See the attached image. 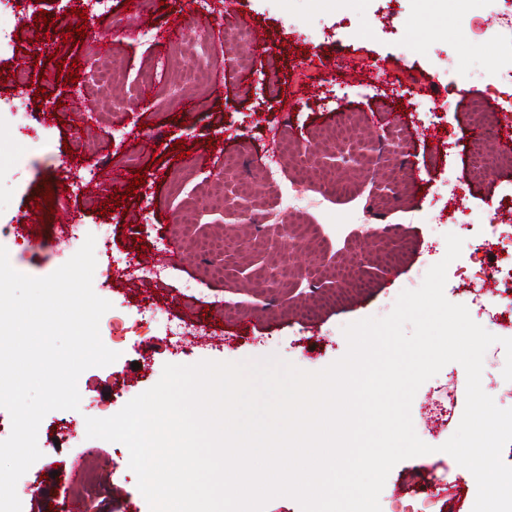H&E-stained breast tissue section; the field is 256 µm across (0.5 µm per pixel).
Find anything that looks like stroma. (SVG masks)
Listing matches in <instances>:
<instances>
[{
  "label": "stroma",
  "mask_w": 512,
  "mask_h": 512,
  "mask_svg": "<svg viewBox=\"0 0 512 512\" xmlns=\"http://www.w3.org/2000/svg\"><path fill=\"white\" fill-rule=\"evenodd\" d=\"M79 0H10L0 11V67L28 61V81L0 78V246L23 274L45 277L64 263L70 249L55 245V215L77 210L85 233L95 237L93 290L108 300L112 314L129 328L119 358L84 370L77 387L108 418L154 386L165 364L191 365L203 360L239 362L269 355L306 371H319L347 351L345 326L388 315L402 291L418 288L446 253L445 234L463 237L460 257L447 270L444 294L450 302L470 305L466 282L479 269L481 248H493L497 236L488 222L489 204L512 194V170L491 180L467 177L470 156L467 112L481 101L495 112L512 110V83H489L491 63L512 58V27L493 19L495 36L475 40L465 8L446 0H208L192 10L184 0H143L130 11L125 0H112L104 15L89 14L92 33L70 45L63 37L77 25L71 10ZM54 17L39 22L40 11ZM187 22L184 34H166L175 16ZM263 33L267 47L236 44L238 31ZM212 39L214 67L207 87L180 88L174 75L195 68L196 41ZM107 40L116 59L112 84L91 86L80 99L72 95L71 59H78L80 81L95 71L99 42ZM249 56L239 69L234 53ZM66 57L61 72L47 71L48 57ZM375 66L371 78L348 79L347 69ZM62 103L78 102L91 120L90 135L76 137L64 124L34 119L36 88ZM27 105L21 115L19 105ZM343 112L377 115V123L359 126L352 145L375 141L392 166H411L415 192L388 183L384 171L372 170L356 194L339 196L304 215L316 226L323 248L319 261L294 255L301 275L283 273L277 284L261 283L252 273L273 268L280 253L273 224H224V204L243 200L241 184L272 160L276 134L290 131L301 144L317 143L321 129L335 125ZM451 144V152L433 149L429 138ZM184 141L187 154L171 156L173 143ZM147 178L122 205L110 203L111 187L101 183L105 168ZM93 177L94 191L72 188L74 175ZM223 182V204H209L214 182ZM385 184L390 206L374 226L396 227L393 241L368 238L370 252L396 248L400 262L370 261L356 268V284L336 281V267L355 261L347 243L358 235L372 185ZM462 184L466 210L452 202V184ZM54 191L53 212L31 208L38 193ZM108 216H101V209ZM180 246L182 259L166 278L143 277L140 286L121 270H108V257L141 254L157 235ZM248 268L246 278L214 277L215 262ZM221 325L224 344L175 352L169 327L179 323ZM505 350L491 345L484 356L482 387L502 408H512V382L502 369ZM466 372L447 364L418 389L411 418L418 437L434 451L399 462L380 496L381 512L409 503L410 489L436 480L459 484L461 497L440 499L438 512H472L477 486L469 470L439 447L456 431L465 407ZM85 411L54 410L38 430L41 457L19 479L22 512H89V502L75 490L72 467L92 455L112 492V512H150L129 467V452L117 442L68 438L62 424L84 420Z\"/></svg>",
  "instance_id": "stroma-1"
}]
</instances>
